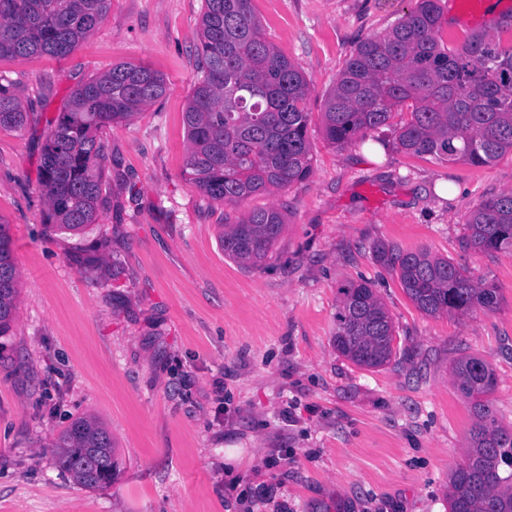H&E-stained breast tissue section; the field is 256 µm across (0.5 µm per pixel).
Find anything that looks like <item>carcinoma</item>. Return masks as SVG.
I'll return each instance as SVG.
<instances>
[{"mask_svg": "<svg viewBox=\"0 0 512 512\" xmlns=\"http://www.w3.org/2000/svg\"><path fill=\"white\" fill-rule=\"evenodd\" d=\"M111 5L0 0V58L64 57L87 40ZM442 16V0H418L386 33L356 46L324 101L329 144L343 148L365 131L392 126L410 100V118L394 128L403 151L474 166L512 151V45L478 32L450 47L441 36ZM196 54L197 81L184 113L187 180L213 201L238 203L309 178L311 88L266 38L252 0H205ZM165 92L163 77L149 67L120 63L70 93L40 160L39 186L52 227L70 233L94 223L103 158L98 134ZM29 122L30 113L0 83V128L22 131ZM283 226L276 209L253 210L224 225V255L245 268L258 267ZM465 226L469 248L512 253V192L482 202ZM374 253L425 315L471 316L500 305L493 285L426 250L378 243ZM17 282L9 227L0 224L1 336L11 328ZM339 293L336 351L360 368L390 363L397 355L395 327L373 288L350 282ZM452 370L473 422L464 458L451 474L449 512H512V426L499 422L488 399L496 374L471 355L455 360ZM52 448L59 467L83 487L110 484L119 472L112 435L93 417L72 421Z\"/></svg>", "mask_w": 512, "mask_h": 512, "instance_id": "1", "label": "carcinoma"}]
</instances>
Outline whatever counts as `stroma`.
I'll use <instances>...</instances> for the list:
<instances>
[{"label":"stroma","instance_id":"35a3bbf8","mask_svg":"<svg viewBox=\"0 0 512 512\" xmlns=\"http://www.w3.org/2000/svg\"><path fill=\"white\" fill-rule=\"evenodd\" d=\"M417 0H252L270 41L311 87L313 171L238 204L186 182L184 112L197 78L204 0H112L92 35L62 58H0V77L32 120L0 128V223L19 278L0 336V512H448L450 473L472 416L452 376L484 358L512 426V253L464 246L466 216L512 191V152L485 166L399 151L391 128L337 149L322 110L361 41ZM512 0L447 7L443 36L488 30ZM161 74L167 91L101 133L95 224L50 225L39 164L70 92L119 63ZM450 181L458 194L440 196ZM274 207L283 233L245 268L219 244L225 220ZM386 242L425 249L499 290L493 312L421 313L376 262ZM369 281L395 325L396 358L366 370L334 349L341 286ZM91 416L122 470L85 488L49 445ZM271 500L258 498L261 487Z\"/></svg>","mask_w":512,"mask_h":512}]
</instances>
